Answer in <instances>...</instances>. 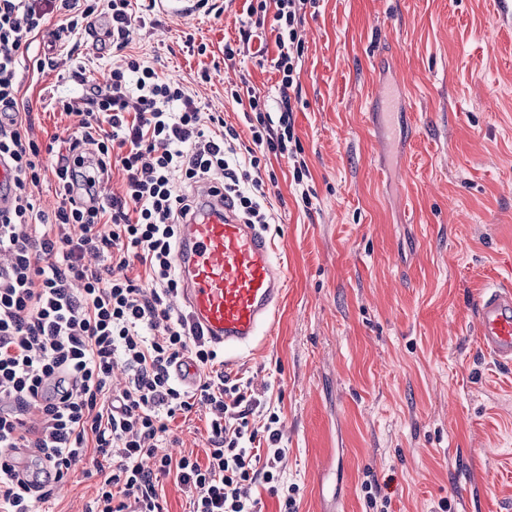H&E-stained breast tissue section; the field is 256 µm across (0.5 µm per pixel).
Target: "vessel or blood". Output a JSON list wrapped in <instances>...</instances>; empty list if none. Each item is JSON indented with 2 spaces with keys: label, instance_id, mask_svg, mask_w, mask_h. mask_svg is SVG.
<instances>
[{
  "label": "vessel or blood",
  "instance_id": "obj_1",
  "mask_svg": "<svg viewBox=\"0 0 512 512\" xmlns=\"http://www.w3.org/2000/svg\"><path fill=\"white\" fill-rule=\"evenodd\" d=\"M158 10L186 18L200 0H156ZM198 205L181 226L176 263L180 301L192 322L214 345L254 352L262 328L275 316L286 283L271 240L253 224L241 223L224 204L223 191L194 186ZM478 335L499 365H512V287L485 289L475 300Z\"/></svg>",
  "mask_w": 512,
  "mask_h": 512
}]
</instances>
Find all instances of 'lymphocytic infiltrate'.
Segmentation results:
<instances>
[{"instance_id": "lymphocytic-infiltrate-1", "label": "lymphocytic infiltrate", "mask_w": 512, "mask_h": 512, "mask_svg": "<svg viewBox=\"0 0 512 512\" xmlns=\"http://www.w3.org/2000/svg\"><path fill=\"white\" fill-rule=\"evenodd\" d=\"M77 2L0 0V156L13 174L11 205L0 211V512H37L86 460L101 475L86 512H162L170 475L191 512H259L260 486L277 496L279 512H297L295 490L282 481L280 418L248 378L219 370L216 347L174 306V253L190 210L180 185H218L245 223L271 224L264 171L273 155L291 160L310 204V171L292 147L293 102L303 26L319 0H243L224 60L256 58L279 77L271 96L244 74L224 89L248 114L247 142L222 116L202 127L187 88L130 52L149 12L134 14L131 0H88L81 10ZM102 14L111 21L110 79L101 86L72 72L85 93L54 105L82 121L39 143L16 79L21 61L30 55L38 72L55 69L56 54L33 51L36 38L48 29L68 42ZM115 174L121 192L102 194ZM49 175L58 205L47 213L34 192ZM185 358L200 370L190 388L172 372ZM119 365L127 379L118 388ZM194 412L206 418L205 458L164 453L171 421Z\"/></svg>"}]
</instances>
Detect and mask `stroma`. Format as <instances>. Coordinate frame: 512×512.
Segmentation results:
<instances>
[{
	"instance_id": "1",
	"label": "stroma",
	"mask_w": 512,
	"mask_h": 512,
	"mask_svg": "<svg viewBox=\"0 0 512 512\" xmlns=\"http://www.w3.org/2000/svg\"><path fill=\"white\" fill-rule=\"evenodd\" d=\"M497 2L320 0L306 19L293 118L315 195L303 206L290 164L272 159L266 234L286 288L260 349L224 367L278 413L297 512H380L373 480L389 512H512V369L480 349L472 308L512 286V25ZM241 8L154 13L131 47L247 141L224 100ZM188 32L208 56L183 50ZM77 42L55 70L18 71L40 142L78 123L50 104L81 93L68 72L102 82L112 65ZM172 429L167 452L204 456L203 416ZM470 468L485 482L474 498ZM98 481L75 472L45 512H84Z\"/></svg>"
}]
</instances>
